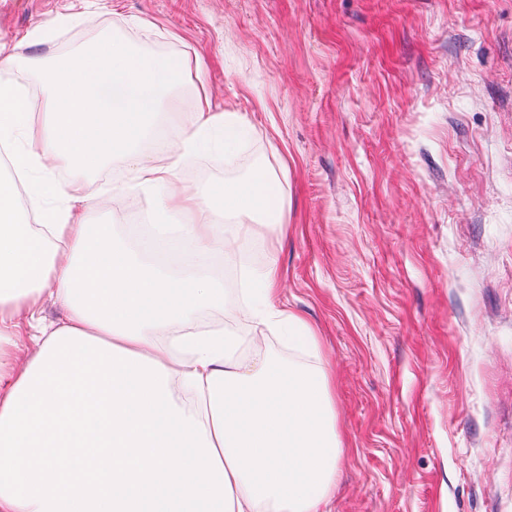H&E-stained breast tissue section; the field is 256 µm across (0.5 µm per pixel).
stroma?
Returning a JSON list of instances; mask_svg holds the SVG:
<instances>
[{"instance_id":"35a3bbf8","label":"stroma","mask_w":512,"mask_h":512,"mask_svg":"<svg viewBox=\"0 0 512 512\" xmlns=\"http://www.w3.org/2000/svg\"><path fill=\"white\" fill-rule=\"evenodd\" d=\"M105 31L200 60L161 125L187 127L200 80L249 121L186 185L276 179L283 225L215 265L276 254L280 307L321 336L347 446L325 512H512V0H0V41L41 38L27 55ZM129 179L90 173L88 218L140 253L153 199L100 193Z\"/></svg>"}]
</instances>
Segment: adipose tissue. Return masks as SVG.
<instances>
[{
	"instance_id": "adipose-tissue-1",
	"label": "adipose tissue",
	"mask_w": 512,
	"mask_h": 512,
	"mask_svg": "<svg viewBox=\"0 0 512 512\" xmlns=\"http://www.w3.org/2000/svg\"><path fill=\"white\" fill-rule=\"evenodd\" d=\"M25 60L45 91L39 111L0 84V149L12 170L0 178V512H324L343 442L328 374L311 364L318 337L275 305L284 285L276 258L251 271L247 312L281 331L300 361L241 364L243 337L200 318L226 304L211 256L282 219L264 168L205 194L177 177L202 154L232 160L244 116L210 111L200 83L190 129L161 132L182 64L111 34L51 62ZM110 161L132 178L107 194L154 196L172 227L155 244L177 243L180 277L85 221L83 177ZM24 182L32 223L18 216ZM47 295L65 311L51 327ZM29 328L35 349L15 362ZM177 383L194 410L173 402Z\"/></svg>"
}]
</instances>
